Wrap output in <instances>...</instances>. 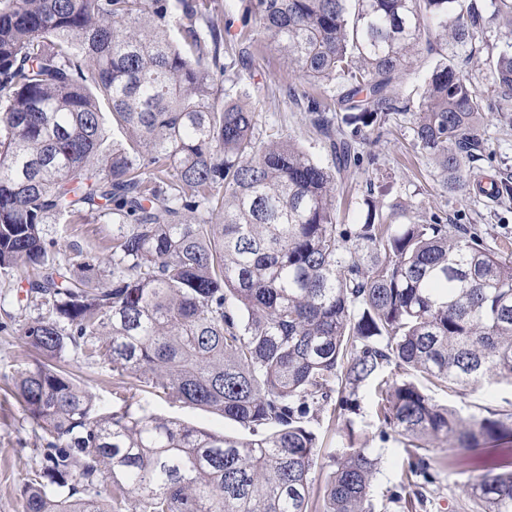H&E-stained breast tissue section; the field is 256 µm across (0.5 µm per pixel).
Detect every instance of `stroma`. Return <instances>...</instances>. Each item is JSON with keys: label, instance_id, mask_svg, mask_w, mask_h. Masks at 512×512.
<instances>
[{"label": "stroma", "instance_id": "stroma-1", "mask_svg": "<svg viewBox=\"0 0 512 512\" xmlns=\"http://www.w3.org/2000/svg\"><path fill=\"white\" fill-rule=\"evenodd\" d=\"M207 4L210 13L231 22L223 33L221 54H249L247 64L239 68L237 82L224 83L225 93L258 112L263 127L299 140L315 160L330 165L324 140L283 84L291 68L287 56L267 44L254 24L244 22L240 0H207ZM414 122V112L398 115L380 141L364 145V153L375 155L376 167L339 180L341 223H356L363 198L370 189L383 185L389 190L386 203L400 204L404 210L400 223L426 224L436 214L451 224L475 225L487 247L512 254V202L503 204L480 194L445 190L435 165L415 145ZM479 134L483 145L475 169L484 178H512V127L494 119L484 123ZM43 232L53 241L52 254L61 263L77 262L79 254L100 252L112 241V226L102 219L90 224H47ZM25 276L22 268L0 272V296L12 300L6 310H0V512H23L24 486L40 468L46 446L37 423L10 393L18 373L35 358L22 328L45 313L44 308L24 303ZM63 366L91 392L96 413L123 410L133 398L147 412L164 418L230 434L240 431L237 424L218 413L168 400L148 388L129 395L126 383L113 374L110 363L88 360L79 351H70ZM427 393L436 404L452 406L467 418L512 412V383L506 381L452 396L432 387ZM374 400V389L368 385L349 408L328 409L314 418L312 425L319 433L321 448L310 474V490L312 496L322 495L332 458L349 447H365L379 459L373 482L374 512H402L393 498L409 492L406 445L402 437L382 427ZM480 456L477 450L460 451L454 437L436 441L427 453L435 480L424 486L419 512H468L465 489L480 476Z\"/></svg>", "mask_w": 512, "mask_h": 512}]
</instances>
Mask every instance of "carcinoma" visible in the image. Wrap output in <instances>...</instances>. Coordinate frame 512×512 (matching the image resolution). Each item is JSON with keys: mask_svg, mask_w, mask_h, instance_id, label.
I'll use <instances>...</instances> for the list:
<instances>
[{"mask_svg": "<svg viewBox=\"0 0 512 512\" xmlns=\"http://www.w3.org/2000/svg\"><path fill=\"white\" fill-rule=\"evenodd\" d=\"M177 3L178 20L170 0H0V271L30 268L27 301L48 310L23 326L44 361L16 382L47 440L25 512H313L310 420L369 382L423 483L431 441L511 438L512 413L464 418L380 373L454 393L512 383V257L438 216L394 230L397 206L369 198L362 222L339 224L336 179L407 110L402 86L428 55L414 140L446 189L472 191L479 127L512 115V42L479 57L492 24L512 32V0H247L295 76L337 84L343 126L303 96L331 168L221 98L224 19ZM52 218H106L112 244L57 264ZM71 347L245 433L129 405L98 415L51 364ZM377 466L367 448L333 460L321 512H372ZM483 467L472 512H512V448ZM103 481L110 509L92 496Z\"/></svg>", "mask_w": 512, "mask_h": 512, "instance_id": "carcinoma-1", "label": "carcinoma"}]
</instances>
